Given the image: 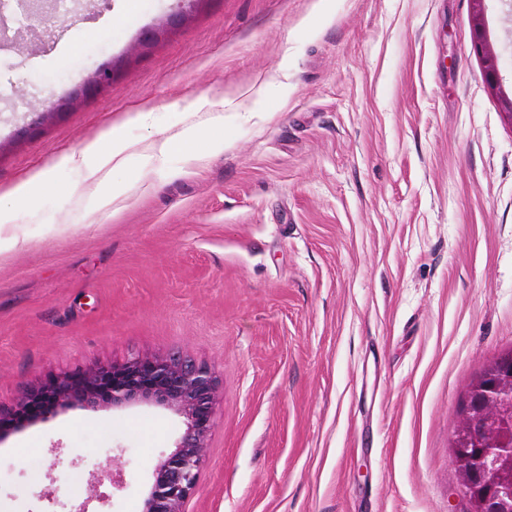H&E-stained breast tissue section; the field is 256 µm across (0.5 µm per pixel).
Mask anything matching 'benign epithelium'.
Returning a JSON list of instances; mask_svg holds the SVG:
<instances>
[{"mask_svg":"<svg viewBox=\"0 0 512 512\" xmlns=\"http://www.w3.org/2000/svg\"><path fill=\"white\" fill-rule=\"evenodd\" d=\"M200 0H179L162 25L176 30L187 23ZM473 20L474 48L486 49L484 0ZM489 84L501 89L498 57L484 56ZM118 61L92 71L59 102L65 106L89 101L112 85ZM218 387L211 369L181 354H140L121 364L95 365L62 373L49 383L31 389L17 408L0 411L5 420H46L57 409L71 405L86 408H118L151 402L183 418L185 429L173 449L163 455L152 472V486L144 500V512H183V504L195 487L204 458L208 433L214 421ZM455 466L471 512H512V352L501 355L491 372L468 387L459 428L452 440ZM115 470L91 473L87 497L74 512H88L92 500L106 501L110 492L123 488Z\"/></svg>","mask_w":512,"mask_h":512,"instance_id":"1","label":"benign epithelium"}]
</instances>
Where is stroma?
Segmentation results:
<instances>
[{"mask_svg":"<svg viewBox=\"0 0 512 512\" xmlns=\"http://www.w3.org/2000/svg\"><path fill=\"white\" fill-rule=\"evenodd\" d=\"M75 0L32 51L0 42V409L51 376L185 353L219 386L184 512H469L451 444L469 383L512 350V120L473 48V0ZM512 89V0H485ZM112 57L111 87L23 132ZM220 117L223 153L153 145ZM107 180L70 163L113 129ZM127 192L120 219L98 205ZM181 419L70 406L0 429V512H142ZM124 471L86 502L98 467ZM63 487V503L44 491ZM203 0H179L178 8L168 14L161 22L167 28L176 30L183 27L188 21V17L194 12L196 3ZM50 171H42L20 183L11 194L0 196V253L16 250L25 245V239L14 230V212L17 200L36 197L54 185Z\"/></svg>","mask_w":512,"mask_h":512,"instance_id":"obj_1","label":"stroma"}]
</instances>
